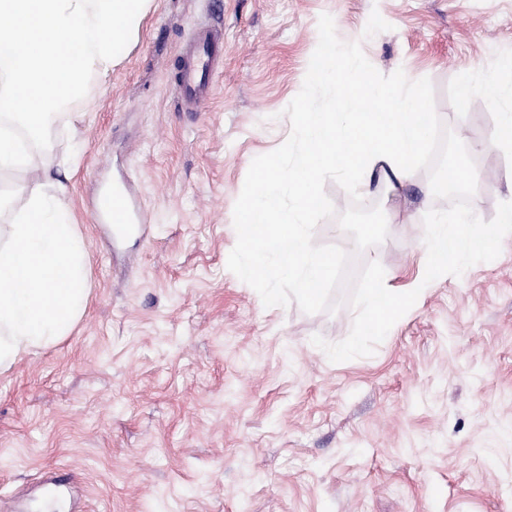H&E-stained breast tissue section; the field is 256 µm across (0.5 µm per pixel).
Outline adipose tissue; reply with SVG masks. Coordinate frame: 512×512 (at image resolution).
<instances>
[{
	"mask_svg": "<svg viewBox=\"0 0 512 512\" xmlns=\"http://www.w3.org/2000/svg\"><path fill=\"white\" fill-rule=\"evenodd\" d=\"M151 0H0V170L25 174L24 198L0 225V372L35 349L71 334L88 297L86 244L71 210L59 202V179L22 149L43 117L77 95L87 74L105 77L122 49L137 38ZM467 96L499 104L492 146L512 149V81L498 71L466 76Z\"/></svg>",
	"mask_w": 512,
	"mask_h": 512,
	"instance_id": "adipose-tissue-1",
	"label": "adipose tissue"
}]
</instances>
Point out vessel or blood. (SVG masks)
I'll use <instances>...</instances> for the list:
<instances>
[{
    "label": "vessel or blood",
    "instance_id": "b4317fda",
    "mask_svg": "<svg viewBox=\"0 0 512 512\" xmlns=\"http://www.w3.org/2000/svg\"><path fill=\"white\" fill-rule=\"evenodd\" d=\"M223 42L218 32L200 31L181 55L176 93L188 106H203L212 96L214 75L223 57ZM109 208L116 226L131 222L146 223L148 215L132 193L111 199Z\"/></svg>",
    "mask_w": 512,
    "mask_h": 512
}]
</instances>
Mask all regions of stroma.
<instances>
[{"mask_svg":"<svg viewBox=\"0 0 512 512\" xmlns=\"http://www.w3.org/2000/svg\"><path fill=\"white\" fill-rule=\"evenodd\" d=\"M360 42L382 74L430 78L436 111L465 144L491 220L512 201V153L480 146L497 122L460 94L476 69L512 61V0H153L106 79L58 112L44 164L87 245L89 296L70 336L0 373V499L12 512H512V237L461 276L424 283L427 172L365 205L400 212L355 252L336 219L319 245L385 269L396 293L423 283L373 355L331 362L313 335L352 328L349 287L332 312L264 306L227 268L233 210L257 156L280 147L318 19ZM224 34L214 96L175 94L203 28ZM135 185L147 240L92 221L103 183Z\"/></svg>","mask_w":512,"mask_h":512,"instance_id":"obj_1","label":"stroma"}]
</instances>
